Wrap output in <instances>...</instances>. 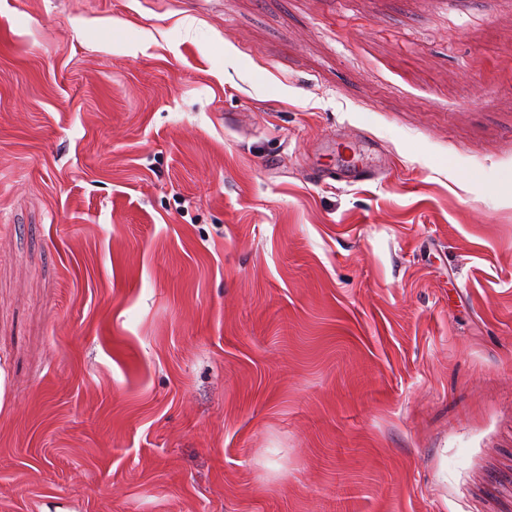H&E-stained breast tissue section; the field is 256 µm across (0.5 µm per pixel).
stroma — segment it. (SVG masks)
<instances>
[{
  "instance_id": "stroma-1",
  "label": "stroma",
  "mask_w": 512,
  "mask_h": 512,
  "mask_svg": "<svg viewBox=\"0 0 512 512\" xmlns=\"http://www.w3.org/2000/svg\"><path fill=\"white\" fill-rule=\"evenodd\" d=\"M0 512H512V0H0Z\"/></svg>"
}]
</instances>
